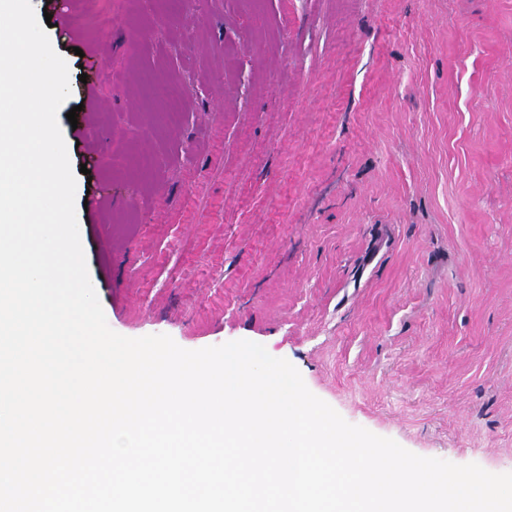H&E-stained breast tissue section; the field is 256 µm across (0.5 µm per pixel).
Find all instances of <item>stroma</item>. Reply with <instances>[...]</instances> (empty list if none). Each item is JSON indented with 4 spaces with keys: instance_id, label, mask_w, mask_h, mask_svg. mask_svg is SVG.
<instances>
[{
    "instance_id": "35a3bbf8",
    "label": "stroma",
    "mask_w": 512,
    "mask_h": 512,
    "mask_svg": "<svg viewBox=\"0 0 512 512\" xmlns=\"http://www.w3.org/2000/svg\"><path fill=\"white\" fill-rule=\"evenodd\" d=\"M66 2L109 327L262 344L347 422L512 472V0Z\"/></svg>"
}]
</instances>
